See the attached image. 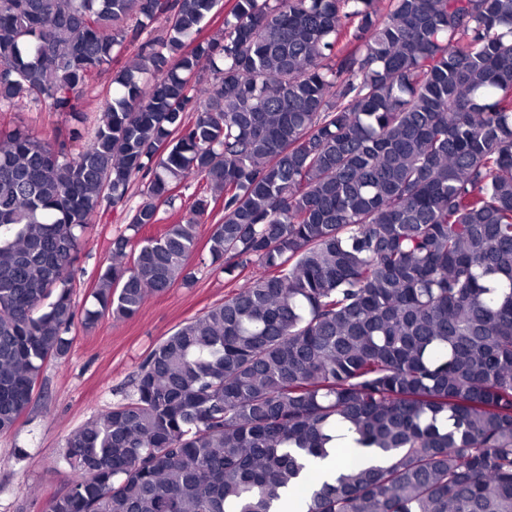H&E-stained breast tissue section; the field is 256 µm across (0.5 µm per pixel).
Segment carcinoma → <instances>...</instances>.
I'll return each mask as SVG.
<instances>
[{
	"label": "carcinoma",
	"mask_w": 512,
	"mask_h": 512,
	"mask_svg": "<svg viewBox=\"0 0 512 512\" xmlns=\"http://www.w3.org/2000/svg\"><path fill=\"white\" fill-rule=\"evenodd\" d=\"M0 0V112L74 113L72 154L0 128V434L69 351L91 217L138 231L202 176L189 216L118 237L81 323L193 279L202 220L233 289L72 431L46 512H512V0ZM209 66L214 81L193 82ZM350 462L310 477L336 433ZM222 3L210 16L203 32L202 38L221 40L224 36V16L234 4V0H221ZM167 27L165 19L160 18L153 22L148 32L143 33L140 41L149 37H159L164 34ZM140 41L127 44L124 51L112 62V66L95 75L89 83V87L83 96L79 109L87 114L90 121L95 120L103 109L104 98L112 94L113 73L121 68L133 64L136 60Z\"/></svg>",
	"instance_id": "cac0c4a2"
}]
</instances>
